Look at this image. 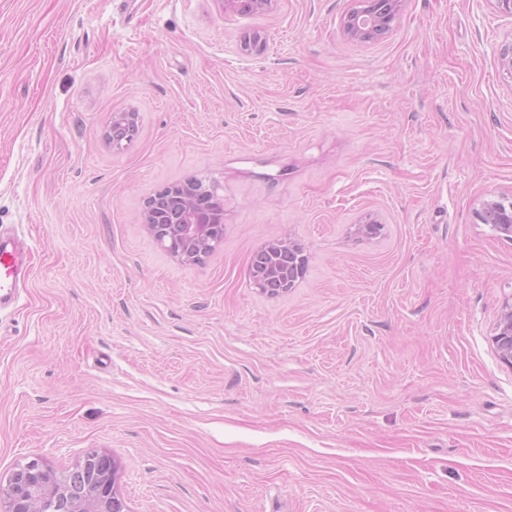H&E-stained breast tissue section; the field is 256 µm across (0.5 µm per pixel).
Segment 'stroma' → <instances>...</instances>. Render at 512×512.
I'll use <instances>...</instances> for the list:
<instances>
[{"instance_id": "1", "label": "stroma", "mask_w": 512, "mask_h": 512, "mask_svg": "<svg viewBox=\"0 0 512 512\" xmlns=\"http://www.w3.org/2000/svg\"><path fill=\"white\" fill-rule=\"evenodd\" d=\"M350 5L0 0V231L34 267L0 313V475L97 452L128 512H512V241L474 220L512 196V18L403 0L361 43ZM192 177L224 243L182 265L142 212ZM283 238L307 269L271 298L248 265ZM492 343L498 359L512 368V296L502 306Z\"/></svg>"}]
</instances>
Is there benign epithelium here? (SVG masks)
Masks as SVG:
<instances>
[{
	"mask_svg": "<svg viewBox=\"0 0 512 512\" xmlns=\"http://www.w3.org/2000/svg\"><path fill=\"white\" fill-rule=\"evenodd\" d=\"M276 0H222L224 10L232 13L267 11ZM402 0H357L343 18L346 37L365 43L381 40L396 22ZM138 125V113L116 112L112 117V139L125 127ZM199 183L193 179L170 185L179 198L178 208L168 199L148 197L142 224L145 231L178 263L199 265L224 244V211H211L200 204ZM479 224H489L496 233L512 241V197L493 195L474 211ZM384 225L367 220L354 225L359 239H374ZM307 256L302 243L275 239L262 245L253 255L249 279L260 293L278 297L288 293L304 277ZM498 359L512 368V297L508 298L497 319L492 337ZM110 457L90 453L79 464L80 480L71 481L47 462L35 458L0 478V512H42L44 498L55 501L57 512H126L124 500L115 483L116 466H107Z\"/></svg>",
	"mask_w": 512,
	"mask_h": 512,
	"instance_id": "obj_1",
	"label": "benign epithelium"
}]
</instances>
